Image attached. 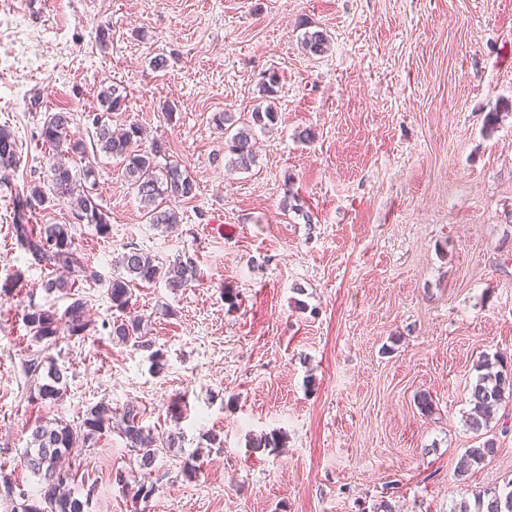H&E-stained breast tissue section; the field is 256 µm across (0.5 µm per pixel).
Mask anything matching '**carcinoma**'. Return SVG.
I'll return each mask as SVG.
<instances>
[{
	"label": "carcinoma",
	"mask_w": 512,
	"mask_h": 512,
	"mask_svg": "<svg viewBox=\"0 0 512 512\" xmlns=\"http://www.w3.org/2000/svg\"><path fill=\"white\" fill-rule=\"evenodd\" d=\"M304 50L312 56L325 54L330 47L326 33L306 32L302 38ZM280 81L276 72L266 71L259 84L261 98L266 105H258L250 112L249 122L235 127L232 116L224 113L216 121L224 125V149L231 155L230 163L249 169L255 162L252 129H265L274 124L277 112L273 109L279 93ZM100 106L105 112H122L128 103L127 93L116 84H100ZM77 118L71 112H54L42 125L40 136L46 145L60 151L49 166V192L38 187L28 191L15 190L13 196V228L17 245L31 256L36 265L52 270L62 269L76 276H87L73 234L76 223L92 224L100 234L108 232L107 214L97 203L98 196L91 189L96 186L95 168L91 155L102 152L119 161L124 167L125 182L139 199L146 222L155 227H171L181 222L179 212L164 205L170 198L191 199L196 195V184L190 175L174 162L160 164L165 145L156 141L143 150L140 148L141 129L131 124L121 133L103 120L100 113L87 121L92 140L74 138L71 125ZM20 160L18 140L10 127L0 126V182L7 183ZM70 206L71 220L64 224H45L35 230L31 217L45 210L53 202ZM118 274L112 277L108 297L115 313L112 335L123 343L149 350L152 340L144 332L142 318L131 314L132 287L164 280L172 289L185 288L199 277L198 268L191 258H177L168 264H159L134 243L124 247L114 260ZM71 303L62 314L31 306L24 317L33 338L45 347L57 345L60 338L86 336L92 321L87 317L89 299L81 293L70 294ZM484 373L478 375L471 387L474 413L469 426L475 432L488 427L505 394L512 395V362L495 356L481 362ZM67 388V375L54 367L50 382L36 385L37 398L56 402L63 398ZM113 428L118 429L126 448L136 456L138 467H153L158 448L150 447L149 432L141 425L132 410L114 416L112 408L98 403L84 412L77 424L56 420L40 424L32 431L31 448L26 450V462L35 474H41L45 483L22 497L14 512H88L89 501L74 496L68 487L69 472L60 468L62 459L72 456L95 438ZM496 440L488 438L466 450V464L479 465L495 456ZM119 484L133 491L137 497L147 498L154 486L137 479L133 472L123 474ZM476 512H512V480L503 488L493 487L475 495Z\"/></svg>",
	"instance_id": "carcinoma-1"
}]
</instances>
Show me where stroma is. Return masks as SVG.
Instances as JSON below:
<instances>
[{
    "label": "stroma",
    "mask_w": 512,
    "mask_h": 512,
    "mask_svg": "<svg viewBox=\"0 0 512 512\" xmlns=\"http://www.w3.org/2000/svg\"><path fill=\"white\" fill-rule=\"evenodd\" d=\"M314 30L331 42L320 57L301 45ZM267 69L277 121L255 129L242 170L214 117L248 120ZM103 79L129 100L107 120L137 124L143 147L163 141L196 196L173 201L178 226L149 225L120 164L98 155L110 233L74 232L96 273L73 285L93 329L45 349L24 314L69 298L18 249L11 187L47 186L45 117L97 110ZM1 124L21 163L0 186V512L43 482L25 460L33 429L102 401L138 412L161 452L155 493L136 498L113 482L134 456L117 431L96 436L71 460L90 512H453L512 479V396L487 430L496 455L460 467L479 443V365L512 357V0H0ZM129 243L200 271L134 291L159 368L111 335L112 261ZM40 351L67 371L61 401L33 396L23 365ZM275 432L283 447H250Z\"/></svg>",
    "instance_id": "stroma-1"
}]
</instances>
